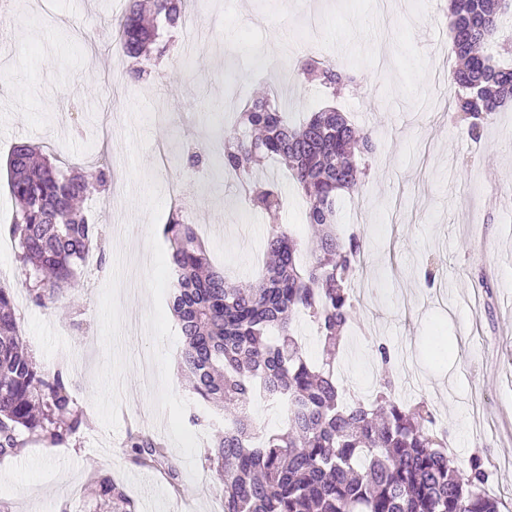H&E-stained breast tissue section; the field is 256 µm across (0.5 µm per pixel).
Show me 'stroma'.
<instances>
[{
    "label": "stroma",
    "mask_w": 512,
    "mask_h": 512,
    "mask_svg": "<svg viewBox=\"0 0 512 512\" xmlns=\"http://www.w3.org/2000/svg\"><path fill=\"white\" fill-rule=\"evenodd\" d=\"M127 0H13L0 23V225L15 205L7 181L12 144L28 141L67 164L112 168L110 190L89 200L106 240L101 268L78 266L56 303L16 315L38 366L68 365L88 422L67 444L27 438L0 459V501L9 512H92L90 479L106 467L138 512H222L206 446L190 444L185 415L196 396L179 368L177 321L159 227L171 208L168 183L183 178L205 247L225 278L254 281L263 241L280 225L303 242L313 231L286 170L277 217L244 218L236 185L215 166L186 179L182 145L212 155L250 96L276 93L302 118L326 106L373 127L376 150L359 192L339 203L336 233L370 240L355 278L356 326L344 332L337 372L350 392L371 397L375 349L394 354L396 398L429 401L455 462L479 459L512 512V105L474 141L448 110L453 89L435 81L453 54L448 0H196L207 34L192 68L177 50L154 79L132 81L113 21ZM316 37L323 56L348 61L356 85L332 96L299 81L293 59L274 50ZM161 438L179 472L130 465L122 447L130 423Z\"/></svg>",
    "instance_id": "1"
}]
</instances>
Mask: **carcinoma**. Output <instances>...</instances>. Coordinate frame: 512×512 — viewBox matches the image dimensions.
<instances>
[{"instance_id":"obj_1","label":"carcinoma","mask_w":512,"mask_h":512,"mask_svg":"<svg viewBox=\"0 0 512 512\" xmlns=\"http://www.w3.org/2000/svg\"><path fill=\"white\" fill-rule=\"evenodd\" d=\"M184 12V0H128L115 30L133 60L131 79L150 75V65L142 64L147 48L159 28H182ZM510 17L512 0H450L456 65L448 73L455 88L448 111L473 135L512 102V64L483 51ZM296 67L333 94L356 82L350 68L315 58L304 57ZM239 125L220 137L216 155L248 208L267 214L283 209L278 183L256 179L264 163H280L307 201V223L322 234L302 265L298 254L304 243L280 227L272 229L258 280L229 288L180 208H171L162 225L171 274L168 308L183 337L181 369L198 397L186 421L210 427L221 416L222 434L205 463L217 474L224 512H501V502L486 491L481 463L475 459L466 468L454 463L429 404L394 399L386 345L376 348L381 376L374 398L348 402L336 379L341 333L354 315L353 273L365 264L367 252L362 239H342L331 225L340 193L356 190L366 175L355 154L374 151L372 131L334 107L296 122L270 95L251 99ZM7 168L15 202L7 233L18 240L29 298L44 307L75 277L74 267L99 247L102 229L80 203L111 184L112 172L103 167L91 175L66 173L28 142L12 147ZM300 314L317 323L326 346L320 364L306 358L294 334L292 323ZM71 385L65 365L42 369L24 351L11 289L0 286V458L17 453L24 433L54 446L77 433L85 417ZM264 395L286 409V422L281 431L256 441L250 404ZM124 448L132 465L166 471L172 490L179 492L160 438L135 424ZM91 482L112 512H137L124 484L110 472L96 470Z\"/></svg>"}]
</instances>
